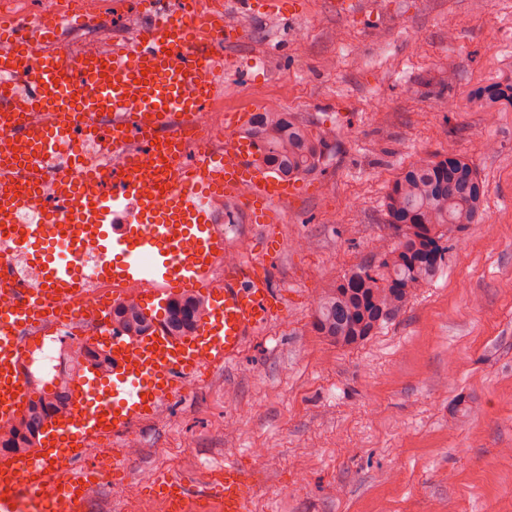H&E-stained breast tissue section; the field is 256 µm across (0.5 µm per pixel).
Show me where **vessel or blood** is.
Wrapping results in <instances>:
<instances>
[{
    "instance_id": "b4317fda",
    "label": "vessel or blood",
    "mask_w": 512,
    "mask_h": 512,
    "mask_svg": "<svg viewBox=\"0 0 512 512\" xmlns=\"http://www.w3.org/2000/svg\"><path fill=\"white\" fill-rule=\"evenodd\" d=\"M58 38L55 31L40 35L37 19L21 27L0 16V132L17 146L0 157V252L23 251L46 277L44 284L20 289L15 306L0 311V421L19 416L35 398L19 381L35 342L22 335V326L45 318L52 297L85 293L82 268L58 259V244L99 256L102 270L112 273L111 304L87 302L85 319L103 320L136 284L152 327L127 337L104 323L111 378L92 367L76 376L72 415L48 422L23 459L0 462V512H19L24 499L32 512H50L33 498L35 486L45 482L81 512L92 487L76 457L124 437L158 413L182 382L238 354L281 305L256 260L225 265L223 280L212 275L224 254L213 224L217 200L237 199L263 223L267 206L285 204L293 191L263 164L246 132L249 113L226 114L223 155L202 147L186 167L176 137L158 136L171 113L201 111L223 87L224 56L217 48L230 41L228 30L197 7L180 19L156 12L148 28L106 54L76 55ZM25 112L45 113L47 121L25 126ZM77 137L126 152L128 161L113 170L111 185L93 171L76 177L63 147ZM50 167L57 173V200L40 207L37 185ZM183 294L200 296L205 311L194 331L176 335L164 310ZM151 480L167 512L255 509L257 473L236 460L200 482L165 470Z\"/></svg>"
}]
</instances>
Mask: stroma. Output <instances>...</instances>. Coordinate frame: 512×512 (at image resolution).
I'll return each mask as SVG.
<instances>
[{"mask_svg":"<svg viewBox=\"0 0 512 512\" xmlns=\"http://www.w3.org/2000/svg\"><path fill=\"white\" fill-rule=\"evenodd\" d=\"M338 14L295 0L275 18L224 0V109L269 102L336 135L322 174L267 224L225 225L263 261L283 306L197 387L137 429L125 469L86 512H161L146 479L191 478L237 460L260 474L256 512H512V108L483 111L477 86L512 76V0H384ZM104 26L150 24L139 0ZM454 71V82L445 74ZM465 153L486 185L480 223L452 233L448 264L366 343L316 336L319 295L392 241L383 200L401 170Z\"/></svg>","mask_w":512,"mask_h":512,"instance_id":"35a3bbf8","label":"stroma"}]
</instances>
